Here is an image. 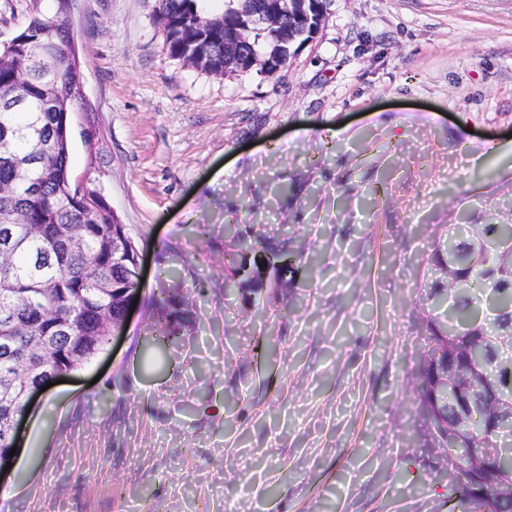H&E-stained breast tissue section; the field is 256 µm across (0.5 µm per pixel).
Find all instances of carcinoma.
Wrapping results in <instances>:
<instances>
[{
	"label": "carcinoma",
	"mask_w": 512,
	"mask_h": 512,
	"mask_svg": "<svg viewBox=\"0 0 512 512\" xmlns=\"http://www.w3.org/2000/svg\"><path fill=\"white\" fill-rule=\"evenodd\" d=\"M68 0H54L44 12L39 3L21 31L0 48V88L12 87L20 72L31 74L30 103L9 112L0 109V186L13 180L17 160L32 162L30 181L20 187L19 224L0 223V453L15 443L13 420L26 412L24 368L38 366L44 376L73 373L106 350L107 324L121 313L123 295L139 288L112 251L116 217L100 191L76 197L70 183V115L42 109V75L68 85L75 106L81 74L64 48L70 35L64 23ZM253 9L251 0H224V10L199 20L190 0H159L157 22L167 54L180 58L188 49L208 47L215 58L210 74L224 69V28ZM288 20L267 33L248 29L243 43L281 58L288 68L283 34ZM49 42L56 52L41 66L30 51ZM60 224L63 245L44 227ZM269 253L276 268L279 253L267 246L261 230L248 225L235 231L224 253L226 288L245 284L238 264L246 249ZM429 263L435 271L425 284L429 306L417 374V408L448 472V494L468 505V512H512V224H450L435 238ZM158 335L176 337L191 319L178 288H161L148 299ZM495 448L481 459L475 448Z\"/></svg>",
	"instance_id": "cac0c4a2"
}]
</instances>
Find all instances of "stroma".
I'll return each mask as SVG.
<instances>
[{"label":"stroma","instance_id":"1","mask_svg":"<svg viewBox=\"0 0 512 512\" xmlns=\"http://www.w3.org/2000/svg\"><path fill=\"white\" fill-rule=\"evenodd\" d=\"M155 6L74 0L72 167L143 283L125 335L38 395L0 512H464L417 414L419 290L442 225L512 221V0H332L282 77L170 58ZM246 218L288 266L242 255L244 298ZM168 266L194 319L158 350ZM255 225L259 227L261 226V224H247L248 232L246 233L248 236L246 237H243L240 235L238 230H235L226 245L227 250L224 253V257L229 273L226 276L225 283L228 293L233 292L236 285H238V288L240 289L242 285L246 283L244 279L249 276V274L245 272L244 267L239 265L237 261L239 252L246 248L267 251L270 254L268 260L271 264V268L278 270L276 263L280 259L279 253L273 251L267 246L260 228L255 229Z\"/></svg>","mask_w":512,"mask_h":512}]
</instances>
